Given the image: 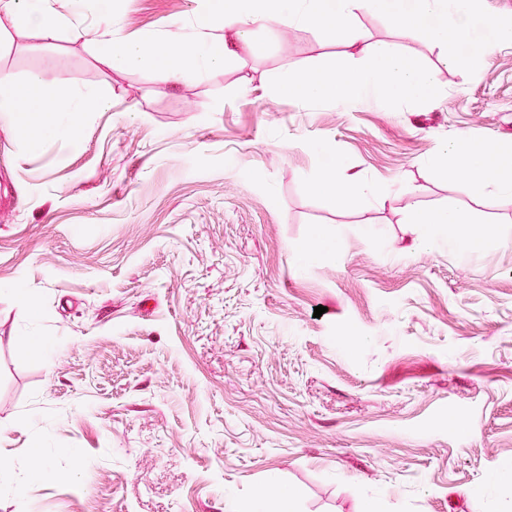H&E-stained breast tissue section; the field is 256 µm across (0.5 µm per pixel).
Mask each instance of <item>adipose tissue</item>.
Masks as SVG:
<instances>
[{
  "mask_svg": "<svg viewBox=\"0 0 512 512\" xmlns=\"http://www.w3.org/2000/svg\"><path fill=\"white\" fill-rule=\"evenodd\" d=\"M479 0H213L201 18L210 25L214 17L224 20L221 44L200 43L187 48L172 42H148L132 39L110 50L104 57L108 66L124 69L150 68L169 80H177L184 70L205 72L219 68L237 47L248 45L257 31L276 36L280 27L296 22L335 31L337 38L361 45L368 63L365 67L338 77L321 71L304 77L289 75V91L305 98L331 97L340 102H354L370 95L396 96L408 100L431 98L438 86V75L401 45L376 42L357 31L353 21L357 12L374 8L386 14L398 26L419 31L423 39L445 47L463 44L469 38L468 24L479 18ZM0 13L20 20L33 38L55 40L63 25L53 0H0ZM47 72L37 71L23 81L0 73V99L18 100L25 111H0V125L13 129L22 139L33 135L71 136L74 125L59 122L61 102H69L71 111L81 106L72 102L66 90L48 97ZM441 167L466 170L469 189L478 196L499 190L512 191V161H506L497 145L470 147L464 140L452 141L445 148ZM412 223L424 224L430 235L453 229L455 247L470 249L473 241L463 223L465 218L453 210H439L413 215Z\"/></svg>",
  "mask_w": 512,
  "mask_h": 512,
  "instance_id": "obj_1",
  "label": "adipose tissue"
}]
</instances>
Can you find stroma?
Masks as SVG:
<instances>
[{"label":"stroma","mask_w":512,"mask_h":512,"mask_svg":"<svg viewBox=\"0 0 512 512\" xmlns=\"http://www.w3.org/2000/svg\"><path fill=\"white\" fill-rule=\"evenodd\" d=\"M54 7L48 45L0 24V71L51 69L84 106L73 138L0 127V512H512V192L438 168L461 136L512 156V42L472 54V22L446 66L362 12L439 92L339 104L284 83L362 64L317 27L172 83L101 59L223 41L203 0ZM329 171L378 193L330 205ZM446 208L474 252L415 244L411 214ZM35 448L58 479L31 478Z\"/></svg>","instance_id":"stroma-1"}]
</instances>
